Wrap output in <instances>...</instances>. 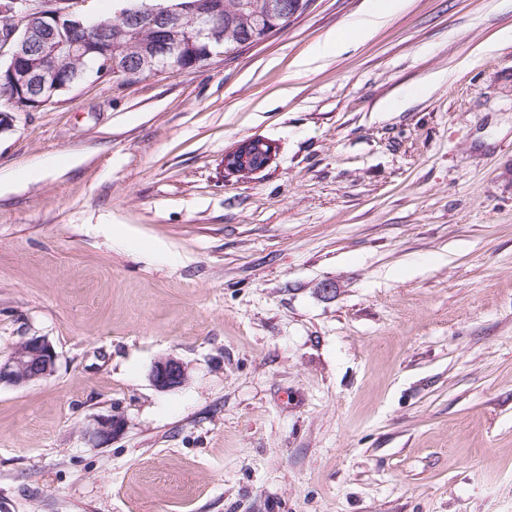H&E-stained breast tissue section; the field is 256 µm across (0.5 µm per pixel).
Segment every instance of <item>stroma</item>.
I'll return each instance as SVG.
<instances>
[{
  "mask_svg": "<svg viewBox=\"0 0 512 512\" xmlns=\"http://www.w3.org/2000/svg\"><path fill=\"white\" fill-rule=\"evenodd\" d=\"M364 7L0 122V512H512V0ZM409 0H368V11L364 18L351 23V29L360 42L373 37L378 24L386 18L403 11ZM58 355L43 336L19 341L0 359V385L23 387L47 379L56 371ZM152 382L161 391L179 387L186 381V370L183 363L174 357L158 359L152 369ZM123 419L116 416H104L95 420L89 428L90 435L100 442H107L115 438L123 429Z\"/></svg>",
  "mask_w": 512,
  "mask_h": 512,
  "instance_id": "35a3bbf8",
  "label": "stroma"
}]
</instances>
